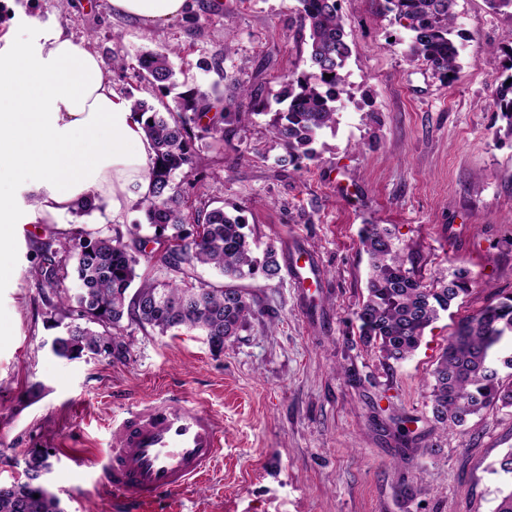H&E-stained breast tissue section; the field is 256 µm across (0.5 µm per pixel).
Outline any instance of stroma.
Masks as SVG:
<instances>
[{
	"mask_svg": "<svg viewBox=\"0 0 512 512\" xmlns=\"http://www.w3.org/2000/svg\"><path fill=\"white\" fill-rule=\"evenodd\" d=\"M297 6L195 0L189 17L149 28L114 14L109 0H0V35L41 41L61 29L107 62L172 48L177 92L199 90L218 112L251 89L258 115L244 127L225 124L223 144L194 139L197 167L175 181L190 209L240 213L262 248L283 251L296 237L323 271L305 292L285 275L244 281L264 313L222 352L190 333L135 328L126 362L64 360L50 350L57 331L28 271L49 232L102 227L112 211L104 201L45 224L15 180L27 234L0 278L1 484L23 478L39 449L64 512H494L512 487L498 470L512 450V408L495 405L446 430L432 418L430 386L459 320L512 293V135L498 106L512 74V13L458 0L461 67L446 81L406 58L408 32L384 0H340L352 50L346 93L314 159L297 167L284 162L269 126L281 75L306 67ZM107 79L120 96L155 107L176 100L130 71ZM369 223L392 229L426 285L458 266L474 280L400 363L359 340L369 271L359 232ZM35 383L43 391L34 399ZM163 391L217 415L224 447L202 484L142 506L103 488L93 461L110 447L113 422ZM404 428L409 438H400Z\"/></svg>",
	"mask_w": 512,
	"mask_h": 512,
	"instance_id": "35a3bbf8",
	"label": "stroma"
}]
</instances>
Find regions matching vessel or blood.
Returning a JSON list of instances; mask_svg holds the SVG:
<instances>
[{
	"mask_svg": "<svg viewBox=\"0 0 512 512\" xmlns=\"http://www.w3.org/2000/svg\"><path fill=\"white\" fill-rule=\"evenodd\" d=\"M287 268L295 287L321 281L317 264L298 246L289 247ZM223 439L224 426L214 414L162 392L113 424L112 446L94 466L114 494L149 505L204 480Z\"/></svg>",
	"mask_w": 512,
	"mask_h": 512,
	"instance_id": "obj_1",
	"label": "vessel or blood"
}]
</instances>
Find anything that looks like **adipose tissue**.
I'll return each mask as SVG.
<instances>
[{"instance_id":"1","label":"adipose tissue","mask_w":512,"mask_h":512,"mask_svg":"<svg viewBox=\"0 0 512 512\" xmlns=\"http://www.w3.org/2000/svg\"><path fill=\"white\" fill-rule=\"evenodd\" d=\"M114 12L150 27L182 17L190 0H110ZM155 153L142 121L106 78L86 41L56 32L0 49V275L8 245L24 235L10 187L22 177L36 219L51 224L95 192L113 217L129 207L130 186L150 188Z\"/></svg>"}]
</instances>
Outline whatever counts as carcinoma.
Listing matches in <instances>:
<instances>
[{
    "label": "carcinoma",
    "instance_id": "1",
    "mask_svg": "<svg viewBox=\"0 0 512 512\" xmlns=\"http://www.w3.org/2000/svg\"><path fill=\"white\" fill-rule=\"evenodd\" d=\"M301 28L308 30V70L285 75L287 107L275 113L273 137L284 147L288 162L313 157L317 133L336 125L346 85L345 67L351 56L338 0H298ZM457 0H385V10L410 32L409 60H421L443 79L460 68L462 43L455 39ZM175 48L147 51L138 58L137 77L159 90L176 86L170 56ZM330 78H325V75ZM133 112L144 118L143 129L155 151L151 187L139 205L146 224H114L105 228L75 227L40 242L39 261L29 275L45 306L46 322L63 328L55 338V356L73 360H127L131 343L127 327L135 325L164 336L198 332L210 348L246 330L261 314L253 296L240 285L247 279L280 278L277 247L270 243L262 256L254 254L244 219L224 207L187 211L185 195L175 174L194 163L195 131L224 142V123L244 124L255 114L248 92L233 112L210 110L207 97L189 89L178 96L175 108L160 112L128 95ZM501 116L512 132V83L500 90ZM153 230V238L142 235ZM361 243L370 259L366 296L357 311L362 342L375 343L385 361L402 362L420 346L425 330L451 304L470 294L473 279L465 267L455 268L439 286L428 287L395 250L392 232L382 224H366ZM215 269L222 280L211 283L196 275L199 267ZM77 291L67 286L70 277ZM512 339V293L490 300L462 319L431 371L432 416L448 428L466 424L482 409L501 404L512 407V383H504L499 369L512 370V351L500 346ZM48 455L34 452L26 460L25 481L0 484V512H62L59 499L43 482Z\"/></svg>",
    "mask_w": 512,
    "mask_h": 512
}]
</instances>
